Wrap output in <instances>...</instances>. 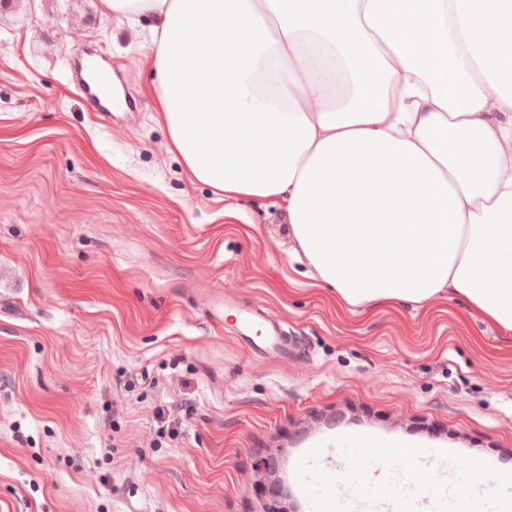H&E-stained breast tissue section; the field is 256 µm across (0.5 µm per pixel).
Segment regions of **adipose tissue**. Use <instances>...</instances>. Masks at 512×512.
<instances>
[{
	"mask_svg": "<svg viewBox=\"0 0 512 512\" xmlns=\"http://www.w3.org/2000/svg\"><path fill=\"white\" fill-rule=\"evenodd\" d=\"M153 15L191 182L278 199L338 302L463 298L512 343V0H100Z\"/></svg>",
	"mask_w": 512,
	"mask_h": 512,
	"instance_id": "obj_1",
	"label": "adipose tissue"
}]
</instances>
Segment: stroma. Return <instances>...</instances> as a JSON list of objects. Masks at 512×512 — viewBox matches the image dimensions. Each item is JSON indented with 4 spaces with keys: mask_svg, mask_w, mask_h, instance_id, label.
<instances>
[{
    "mask_svg": "<svg viewBox=\"0 0 512 512\" xmlns=\"http://www.w3.org/2000/svg\"><path fill=\"white\" fill-rule=\"evenodd\" d=\"M154 24L0 8V512H312L296 462L346 433L512 467V348L457 299L341 305L282 201L226 223L154 119ZM89 52L135 111L85 106Z\"/></svg>",
    "mask_w": 512,
    "mask_h": 512,
    "instance_id": "stroma-1",
    "label": "stroma"
}]
</instances>
